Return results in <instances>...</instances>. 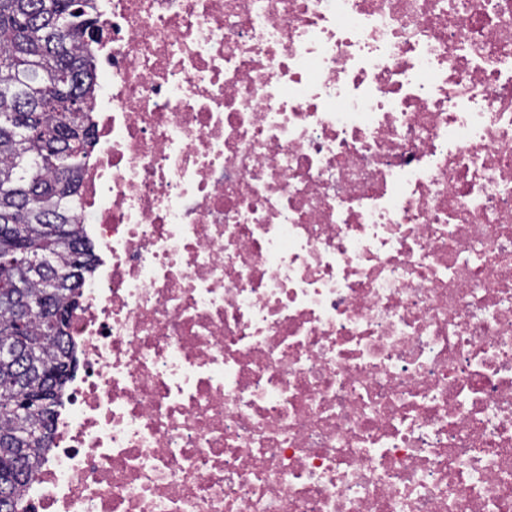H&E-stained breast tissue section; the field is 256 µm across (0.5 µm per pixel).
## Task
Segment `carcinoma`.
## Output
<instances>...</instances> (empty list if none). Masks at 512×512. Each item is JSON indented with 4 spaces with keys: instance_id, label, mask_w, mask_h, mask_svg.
<instances>
[{
    "instance_id": "1",
    "label": "carcinoma",
    "mask_w": 512,
    "mask_h": 512,
    "mask_svg": "<svg viewBox=\"0 0 512 512\" xmlns=\"http://www.w3.org/2000/svg\"><path fill=\"white\" fill-rule=\"evenodd\" d=\"M89 2L0 0V342L12 346L0 356V512H21L76 362L68 337L47 339V317L78 305L93 266L74 196L94 141ZM62 98L84 111H56Z\"/></svg>"
}]
</instances>
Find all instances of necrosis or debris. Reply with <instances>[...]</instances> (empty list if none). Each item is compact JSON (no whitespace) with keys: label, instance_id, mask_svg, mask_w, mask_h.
I'll use <instances>...</instances> for the list:
<instances>
[{"label":"necrosis or debris","instance_id":"1","mask_svg":"<svg viewBox=\"0 0 512 512\" xmlns=\"http://www.w3.org/2000/svg\"><path fill=\"white\" fill-rule=\"evenodd\" d=\"M23 512H512V0H93Z\"/></svg>","mask_w":512,"mask_h":512}]
</instances>
